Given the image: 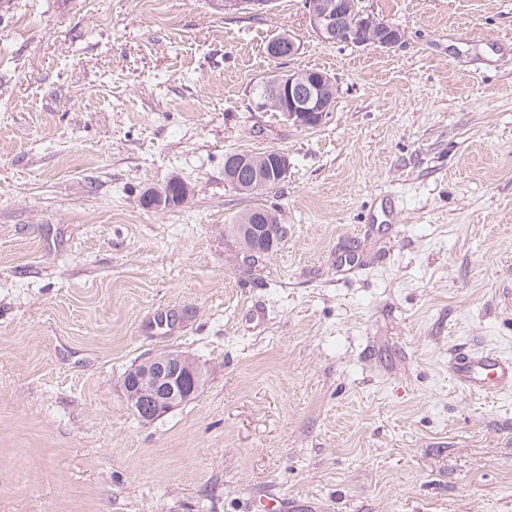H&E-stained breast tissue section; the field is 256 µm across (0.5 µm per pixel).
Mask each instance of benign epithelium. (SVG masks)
Instances as JSON below:
<instances>
[{"instance_id": "1", "label": "benign epithelium", "mask_w": 512, "mask_h": 512, "mask_svg": "<svg viewBox=\"0 0 512 512\" xmlns=\"http://www.w3.org/2000/svg\"><path fill=\"white\" fill-rule=\"evenodd\" d=\"M310 28L324 43H335L344 33L346 14L339 0H316L306 3ZM403 39L400 29L391 27L380 30L374 27L373 16L362 21L359 35L348 39L349 43L363 46L375 44L391 48ZM298 45L276 42L267 47V54L280 60L296 54ZM333 86L330 76L309 72L306 75L288 73L279 77L269 89L252 99L253 110L265 112L278 108L297 126H318L328 114L324 105L323 91ZM251 158L241 154L225 155V165L231 169L226 175L233 185L249 181L261 183L262 176L250 167ZM274 241L266 234V228L258 226L253 231V248L257 251H271ZM202 385V373L189 357L177 354L151 356L138 365L133 374L125 375V393L137 402L139 418L150 422L172 409L190 401Z\"/></svg>"}]
</instances>
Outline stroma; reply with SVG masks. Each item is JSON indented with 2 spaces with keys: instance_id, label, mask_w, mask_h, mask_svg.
<instances>
[{
  "instance_id": "1",
  "label": "stroma",
  "mask_w": 512,
  "mask_h": 512,
  "mask_svg": "<svg viewBox=\"0 0 512 512\" xmlns=\"http://www.w3.org/2000/svg\"><path fill=\"white\" fill-rule=\"evenodd\" d=\"M361 6L403 41L323 43L304 0H6L0 512H512V386L448 371L512 358V0ZM303 69L336 84L321 125L253 111ZM270 148L279 184L225 181ZM253 203L286 228L255 267ZM163 353L204 382L144 422L123 376ZM258 210L262 211V215L256 212ZM280 223V218L276 210L267 209L264 206H251L236 219L235 224L229 226V232L239 241L241 248L248 254L246 255L243 250L246 258H249V260L255 264V262H258L259 259H262L264 256L253 253L251 243L253 242V248L257 251H271L273 244L278 243L283 237L284 231L282 232V229L280 230L279 227H277ZM251 224H270L274 237L280 232L278 238L275 237V243L272 237H268L266 234L267 226L256 227L253 231L252 241ZM448 368L465 390L495 395L506 383H512L511 359L493 350L472 354L459 350L448 361Z\"/></svg>"
}]
</instances>
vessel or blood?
<instances>
[{"label": "vessel or blood", "mask_w": 512, "mask_h": 512, "mask_svg": "<svg viewBox=\"0 0 512 512\" xmlns=\"http://www.w3.org/2000/svg\"><path fill=\"white\" fill-rule=\"evenodd\" d=\"M448 368L465 390L494 395L505 384L512 383V360L493 350L472 354L458 351L449 360Z\"/></svg>", "instance_id": "1"}]
</instances>
